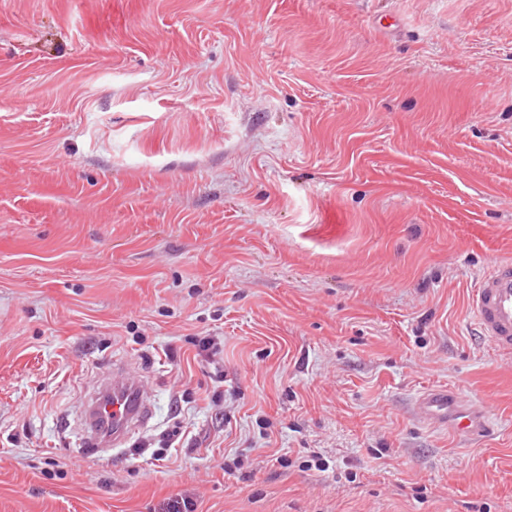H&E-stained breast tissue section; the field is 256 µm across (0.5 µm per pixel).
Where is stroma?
I'll return each instance as SVG.
<instances>
[{
    "mask_svg": "<svg viewBox=\"0 0 512 512\" xmlns=\"http://www.w3.org/2000/svg\"><path fill=\"white\" fill-rule=\"evenodd\" d=\"M505 257L512 0H0V512H512ZM474 328L499 351L512 352V261H496L469 298ZM151 402L137 378L112 368L99 391L84 404V439L98 460L105 459L112 447L124 444L132 431L147 423ZM424 420L434 425H446L455 435L465 438L480 436L489 427L486 410L466 402L445 389H432L418 399Z\"/></svg>",
    "mask_w": 512,
    "mask_h": 512,
    "instance_id": "35a3bbf8",
    "label": "stroma"
}]
</instances>
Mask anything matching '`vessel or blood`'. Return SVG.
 Instances as JSON below:
<instances>
[{"mask_svg":"<svg viewBox=\"0 0 512 512\" xmlns=\"http://www.w3.org/2000/svg\"><path fill=\"white\" fill-rule=\"evenodd\" d=\"M474 328L497 350L512 352V261H496L480 276L469 298ZM150 395L139 380L122 369H113L85 404V442L98 458L124 444L132 431L151 415ZM424 420L448 426L455 435L480 436L489 427L486 410L444 389L424 392L418 399Z\"/></svg>","mask_w":512,"mask_h":512,"instance_id":"vessel-or-blood-1","label":"vessel or blood"}]
</instances>
